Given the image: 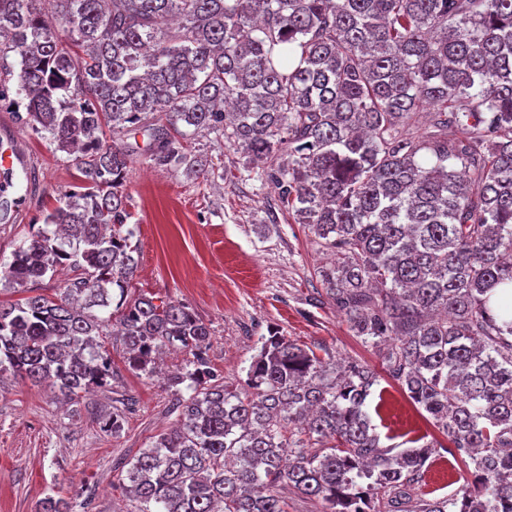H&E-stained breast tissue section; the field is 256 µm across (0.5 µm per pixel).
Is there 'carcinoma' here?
I'll return each mask as SVG.
<instances>
[{
  "label": "carcinoma",
  "instance_id": "1",
  "mask_svg": "<svg viewBox=\"0 0 512 512\" xmlns=\"http://www.w3.org/2000/svg\"><path fill=\"white\" fill-rule=\"evenodd\" d=\"M12 93L78 184L0 267L29 293L0 303V374L77 403L113 375L111 326L138 375L184 351L179 421L128 469L139 512H287L281 486L325 512H512V297L491 302L512 289V0H0V103ZM106 128L196 178L212 161L181 140L203 131L269 163L282 206L336 256L319 276L352 331L468 458L462 497L411 494L434 447L379 446L368 366L274 333L232 390L191 308L128 297L139 146L104 144ZM63 266L58 297L35 292ZM296 426L334 445L310 452Z\"/></svg>",
  "mask_w": 512,
  "mask_h": 512
}]
</instances>
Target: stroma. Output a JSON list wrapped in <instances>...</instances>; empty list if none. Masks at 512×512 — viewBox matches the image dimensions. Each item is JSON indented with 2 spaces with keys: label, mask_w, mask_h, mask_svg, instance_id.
Instances as JSON below:
<instances>
[{
  "label": "stroma",
  "mask_w": 512,
  "mask_h": 512,
  "mask_svg": "<svg viewBox=\"0 0 512 512\" xmlns=\"http://www.w3.org/2000/svg\"><path fill=\"white\" fill-rule=\"evenodd\" d=\"M12 134L39 182L36 193L10 206L8 221L0 222V261L38 230L43 210L59 205L76 182L65 153L2 106L0 154L9 153L3 139ZM137 143L122 188L138 248L132 295L193 308L211 331L207 357L213 372L232 387L242 385L262 337L274 332L326 361L369 366L378 375V391L367 406L381 410V446L401 451L418 437L435 446L418 493L450 498L466 488L472 475L463 459L450 454L448 437L389 376L379 349L354 336L318 275L331 255L308 225L283 208L275 183L259 178L242 151L213 134L189 142L213 161L204 179L155 166L146 137ZM107 341L112 386L94 389L76 404L61 406L49 387L27 378L0 376V512H41L49 497L63 500L69 512H139L124 491L127 464L175 425V396L163 377L140 376L125 366L120 337ZM124 397L133 405L121 432L103 431L99 416Z\"/></svg>",
  "instance_id": "obj_1"
}]
</instances>
